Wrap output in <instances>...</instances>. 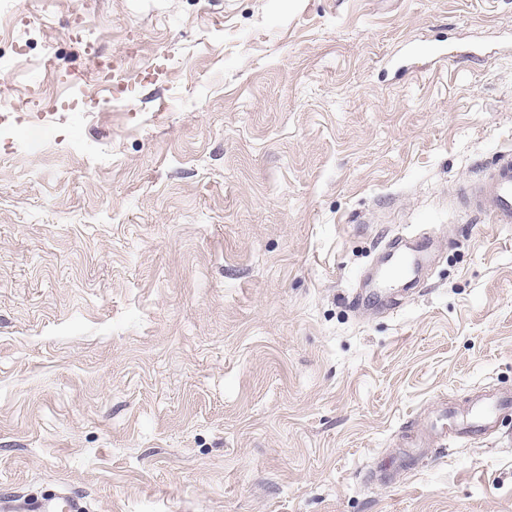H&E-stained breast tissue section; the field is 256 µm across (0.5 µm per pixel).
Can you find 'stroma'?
<instances>
[{
    "mask_svg": "<svg viewBox=\"0 0 512 512\" xmlns=\"http://www.w3.org/2000/svg\"><path fill=\"white\" fill-rule=\"evenodd\" d=\"M128 88L111 107L96 67ZM512 0H0V498L90 512H512ZM446 246L394 312L396 234ZM473 213L491 224H512V157L508 152L460 192ZM439 240L426 234H399L391 238L384 249L391 258V265L387 276L375 283L374 292L367 295L360 287L351 295L352 308L360 313L369 306H375L385 311H393L399 305V301L386 293V288L398 283L395 278L408 276L411 272L418 274L427 267L431 260V251ZM512 407V393L479 391L456 408H443L428 428L406 434L397 443L412 457L443 437L448 440H478L495 433L500 414ZM29 510L32 512H86L88 510L84 501L78 496L61 492L53 496L36 500L25 507L18 503V500L6 498L0 500L1 512H19Z\"/></svg>",
    "mask_w": 512,
    "mask_h": 512,
    "instance_id": "stroma-1",
    "label": "stroma"
}]
</instances>
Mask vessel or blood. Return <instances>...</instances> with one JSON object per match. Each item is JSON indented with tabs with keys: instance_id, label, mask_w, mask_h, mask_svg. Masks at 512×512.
Returning <instances> with one entry per match:
<instances>
[{
	"instance_id": "vessel-or-blood-1",
	"label": "vessel or blood",
	"mask_w": 512,
	"mask_h": 512,
	"mask_svg": "<svg viewBox=\"0 0 512 512\" xmlns=\"http://www.w3.org/2000/svg\"><path fill=\"white\" fill-rule=\"evenodd\" d=\"M460 196L472 212L486 217L490 223L512 224V156L504 155L493 167L482 171L462 189ZM436 243V237L426 234L391 238L385 245L391 259L386 276L377 281L372 293L355 290L350 300L352 308L358 312L370 306L395 310L398 302L389 296V287L396 278L405 276L410 277L411 287H419L415 275L429 265ZM510 408L512 393L479 391L458 407L440 410L428 428L402 436L399 445L411 457L445 437L478 440L495 433L501 413ZM0 512H87V506L78 496L64 491L26 507L16 499L6 498L0 500Z\"/></svg>"
}]
</instances>
